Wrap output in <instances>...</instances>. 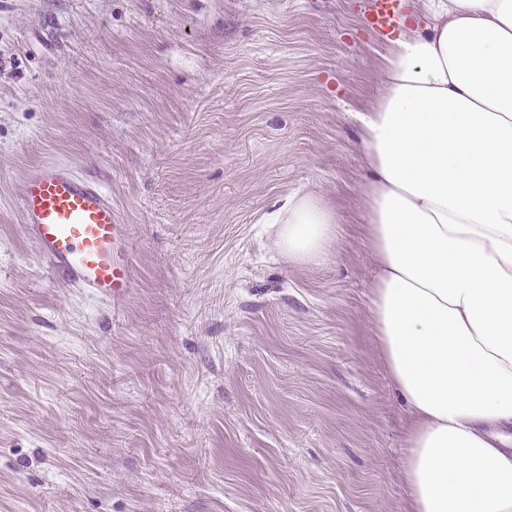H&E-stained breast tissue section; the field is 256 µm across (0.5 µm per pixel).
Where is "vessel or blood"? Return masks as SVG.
<instances>
[{"label":"vessel or blood","mask_w":512,"mask_h":512,"mask_svg":"<svg viewBox=\"0 0 512 512\" xmlns=\"http://www.w3.org/2000/svg\"><path fill=\"white\" fill-rule=\"evenodd\" d=\"M371 28L395 31L399 0H369ZM19 211L38 254L90 296L120 305L131 286L132 240L97 183L65 162L32 166L22 182Z\"/></svg>","instance_id":"b4317fda"}]
</instances>
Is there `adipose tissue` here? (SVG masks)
Instances as JSON below:
<instances>
[{
  "instance_id": "ef3b65f1",
  "label": "adipose tissue",
  "mask_w": 512,
  "mask_h": 512,
  "mask_svg": "<svg viewBox=\"0 0 512 512\" xmlns=\"http://www.w3.org/2000/svg\"><path fill=\"white\" fill-rule=\"evenodd\" d=\"M409 8L358 115L371 325L412 418V512H512V0ZM274 221L288 262L329 258L326 197Z\"/></svg>"
}]
</instances>
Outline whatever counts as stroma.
Segmentation results:
<instances>
[{"label": "stroma", "mask_w": 512, "mask_h": 512, "mask_svg": "<svg viewBox=\"0 0 512 512\" xmlns=\"http://www.w3.org/2000/svg\"><path fill=\"white\" fill-rule=\"evenodd\" d=\"M365 0H0V512H409L369 323ZM63 158L133 239L120 311L17 207ZM324 190L319 266L266 218Z\"/></svg>", "instance_id": "stroma-1"}]
</instances>
